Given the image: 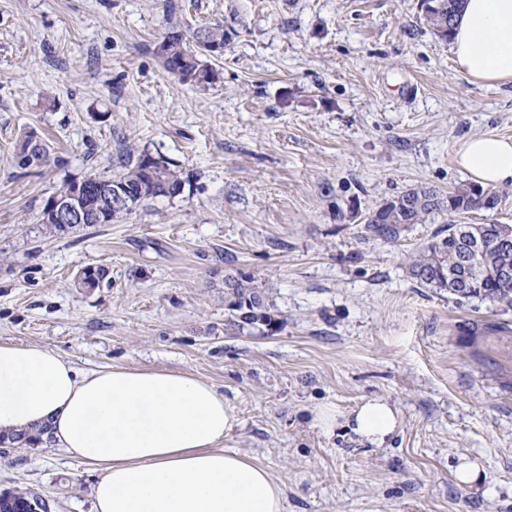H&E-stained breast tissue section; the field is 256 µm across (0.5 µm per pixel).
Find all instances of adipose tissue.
I'll return each instance as SVG.
<instances>
[{
    "label": "adipose tissue",
    "instance_id": "adipose-tissue-1",
    "mask_svg": "<svg viewBox=\"0 0 512 512\" xmlns=\"http://www.w3.org/2000/svg\"><path fill=\"white\" fill-rule=\"evenodd\" d=\"M449 50L472 82H512V0H466ZM456 164L482 186H512V140H463ZM234 415L209 382L182 371L115 366L77 372L58 353L0 342V434L49 425L51 444L101 467L93 512H286L284 487L224 450ZM380 445L398 424L384 400L352 413Z\"/></svg>",
    "mask_w": 512,
    "mask_h": 512
}]
</instances>
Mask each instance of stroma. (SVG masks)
Wrapping results in <instances>:
<instances>
[{
    "label": "stroma",
    "mask_w": 512,
    "mask_h": 512,
    "mask_svg": "<svg viewBox=\"0 0 512 512\" xmlns=\"http://www.w3.org/2000/svg\"><path fill=\"white\" fill-rule=\"evenodd\" d=\"M205 22L235 33L200 91L157 49ZM485 133L512 139V84L458 71L419 0H0V341L203 378L235 415L224 449L283 483L288 512H512V307L409 275L446 225H512V186L395 241L364 230L401 191L470 184L454 153ZM30 136L48 155L24 167ZM130 147L179 171L181 193L42 224L56 189L120 172ZM97 266L107 279L79 285ZM238 272L272 326L235 325ZM372 398L398 411L379 447L344 422ZM325 404L342 416L329 432ZM100 477L56 448L0 447V493L53 512H92Z\"/></svg>",
    "instance_id": "obj_1"
}]
</instances>
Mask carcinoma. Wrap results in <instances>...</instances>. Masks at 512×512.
<instances>
[{
    "label": "carcinoma",
    "instance_id": "obj_1",
    "mask_svg": "<svg viewBox=\"0 0 512 512\" xmlns=\"http://www.w3.org/2000/svg\"><path fill=\"white\" fill-rule=\"evenodd\" d=\"M440 5V10L429 12L423 19L437 35L446 40L461 10L462 0H440ZM200 36L210 43L222 42L224 27H202L193 32L189 39L173 34L159 45L158 55L166 73L184 83L205 88L214 82L216 72L203 60L205 53L198 44ZM46 155L44 147L32 144L29 139L22 146L20 161L30 165L42 161ZM115 180L136 188L146 199L175 197L180 194L184 184L180 173L172 169L166 160L144 151L136 156L127 155L124 171L115 176ZM108 181L110 178L107 176L89 175L81 180L64 183L54 195L63 197L79 189L86 204L92 205L97 200L94 193L97 184ZM489 202L498 206L499 195L474 184L460 187L445 197L431 188L422 191L411 188L387 200L378 215L366 221L365 232L374 237L395 240L402 232L414 224L422 223L433 213L481 211L487 209ZM503 230L502 224H449L444 229L446 235L433 236L417 251L409 267L410 276L422 285L447 290L462 297L512 305V280H505L500 275L504 267L512 266V234L505 241ZM475 234L492 243V246L478 256V278L474 288H457L448 282V269L457 265L460 254L458 242ZM106 277L105 269L88 267L79 275V284L85 288H96ZM224 287L227 288L225 304L238 318V325L254 327L274 323L273 315L253 286L250 276L242 272L229 274L224 277ZM46 432L44 428L35 435L27 432L9 438L0 435V446L38 445L42 443V436ZM30 498L32 495L25 492L1 493L0 512H29Z\"/></svg>",
    "mask_w": 512,
    "mask_h": 512
}]
</instances>
